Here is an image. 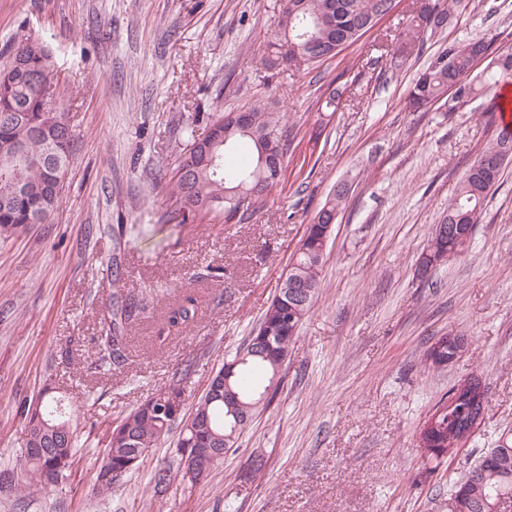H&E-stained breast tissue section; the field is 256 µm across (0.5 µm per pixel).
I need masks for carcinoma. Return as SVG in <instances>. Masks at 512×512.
Here are the masks:
<instances>
[{
	"instance_id": "carcinoma-1",
	"label": "carcinoma",
	"mask_w": 512,
	"mask_h": 512,
	"mask_svg": "<svg viewBox=\"0 0 512 512\" xmlns=\"http://www.w3.org/2000/svg\"><path fill=\"white\" fill-rule=\"evenodd\" d=\"M392 0H286L275 20L274 41L268 46L261 65L272 70L283 62L280 47L293 42L303 52L311 44L321 48L319 60L332 58L357 42L364 26L386 13ZM438 9L436 21L425 26L422 11H417L411 27L402 39L409 48L427 35L448 28L456 19L463 0H432ZM492 43L484 38L450 42L429 58L412 79L407 104L421 109L448 101L454 88L465 100L476 97L488 83L512 76V52L500 53L492 61L493 69L483 79L470 78L474 63L489 55ZM59 80L48 46L40 39L21 35L14 54L0 65V237L10 236L28 224H49L62 202V193L74 164L77 134L64 111ZM252 113V133L241 131L229 115L220 114L210 124L211 134L200 141L189 132L181 154L170 195L167 223L184 226L212 216L230 220L244 207L256 181H263L257 198L269 194L285 175L284 157L288 143L283 139L281 118L257 102ZM252 143L255 157L247 168L227 164L226 157L241 142ZM512 147V129L501 128L481 154L483 165H472L466 172L455 197L448 202V214L429 241L422 260V273L436 265L443 253L456 257L464 252L474 233L484 202L499 182L502 165L499 157ZM348 188L339 183L327 196L308 225L302 244L284 275L286 285L262 314L250 338L237 350L228 364L235 366L228 384L239 402L224 400L204 392L191 413L175 418L160 414L142 403L113 424L106 436V452L99 460L96 480L100 489L112 490L102 479L104 472L123 467L135 448H154L177 423L182 424L178 450L192 448H232L259 408L269 405L280 385L282 366L298 329L316 303L325 248L331 234L328 227L346 201ZM150 303L139 297L116 291L112 306L102 320L97 336L98 367L110 371L127 364L129 327L146 313ZM197 299L190 293L170 306L157 330L158 342L194 323ZM267 336L266 346L251 350L252 337ZM61 400L54 395L41 397L38 403L20 406L25 420V444L42 453L22 452L16 465V478L10 489L18 494L45 490L58 484L77 460L80 451L76 410L57 412ZM465 401L447 410L436 420L426 446L418 448L423 457L434 456L437 448L460 447L457 434ZM218 463L187 476L181 469L175 475L160 471L155 487L163 488L173 480L192 486L204 481ZM512 500V429L504 431L496 445L482 452L453 485L454 512H494L496 500Z\"/></svg>"
}]
</instances>
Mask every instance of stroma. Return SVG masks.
Returning a JSON list of instances; mask_svg holds the SVG:
<instances>
[{"instance_id":"1","label":"stroma","mask_w":512,"mask_h":512,"mask_svg":"<svg viewBox=\"0 0 512 512\" xmlns=\"http://www.w3.org/2000/svg\"><path fill=\"white\" fill-rule=\"evenodd\" d=\"M418 0L336 57L262 74L283 0H0V64L28 33L46 41L72 92L75 167L49 224L0 238V473L24 441L21 402L45 388L76 402L83 454L57 487L0 492V512H452L454 479L512 429V163L488 195L469 249L420 277L432 230L465 171L501 128L490 112L512 78L460 111L407 109L415 72L442 44L494 37L512 50V0H464L441 34L393 65ZM343 96L325 107L329 92ZM265 101L291 145L285 183L241 218L178 227L170 182L187 142L217 111ZM323 139H315V131ZM350 193L326 247L321 288L281 371L207 482L177 470V433L111 491L96 482L109 426L180 384L194 404L276 295L308 224L338 182ZM122 269L112 280L111 264ZM188 284L196 321L167 346L161 316ZM158 291L130 328L127 365L96 369L94 338L112 294ZM455 332L448 367L425 355ZM481 375L484 420L453 458L422 460L417 434L459 379ZM446 346L453 348L457 358L466 347V337L455 336L454 334L439 336L428 353L431 363H434L436 366L445 365V363L441 364V352Z\"/></svg>"}]
</instances>
